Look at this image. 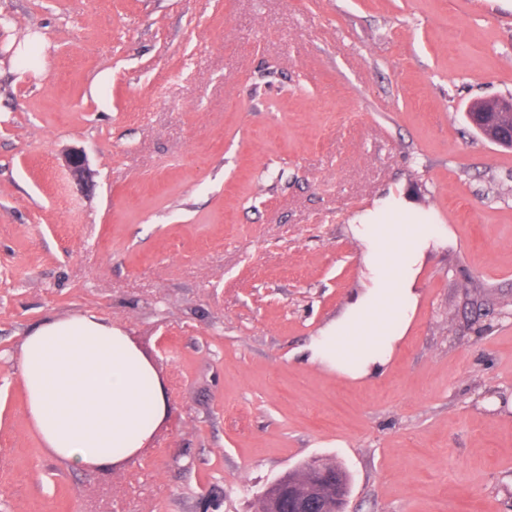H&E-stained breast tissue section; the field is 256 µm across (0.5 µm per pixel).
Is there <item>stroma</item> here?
Returning <instances> with one entry per match:
<instances>
[{
	"instance_id": "1",
	"label": "stroma",
	"mask_w": 512,
	"mask_h": 512,
	"mask_svg": "<svg viewBox=\"0 0 512 512\" xmlns=\"http://www.w3.org/2000/svg\"><path fill=\"white\" fill-rule=\"evenodd\" d=\"M0 512H258L319 458L347 512H512V0H0ZM85 152L78 187L67 160ZM447 225L387 371L310 363L389 195ZM94 310L156 368L138 458L75 469L19 344ZM465 116L486 139L512 149V98L474 100L467 106ZM324 469L327 471L328 474H330L331 478L336 479V474L344 481L345 484H347L350 479L347 472L343 471L341 468L336 467V465L333 464H324ZM332 479L330 482H324L323 484L326 486L328 484H332L335 488L336 494L333 496L332 500L336 501V509L333 510V512H344V508L346 505L347 497L349 494V491H346L345 485L343 481ZM332 500L329 495V493L325 494L324 498H321V503L324 504L322 510L320 512H328L327 510L333 508L332 507Z\"/></svg>"
}]
</instances>
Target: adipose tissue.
<instances>
[{
  "instance_id": "adipose-tissue-1",
  "label": "adipose tissue",
  "mask_w": 512,
  "mask_h": 512,
  "mask_svg": "<svg viewBox=\"0 0 512 512\" xmlns=\"http://www.w3.org/2000/svg\"><path fill=\"white\" fill-rule=\"evenodd\" d=\"M349 230L362 245L363 287L309 346V360L351 380L383 374L415 316L416 285L448 227L402 199L358 215ZM27 419L44 448L72 467L136 457L165 418L154 366L125 329L85 310L49 318L18 353Z\"/></svg>"
}]
</instances>
